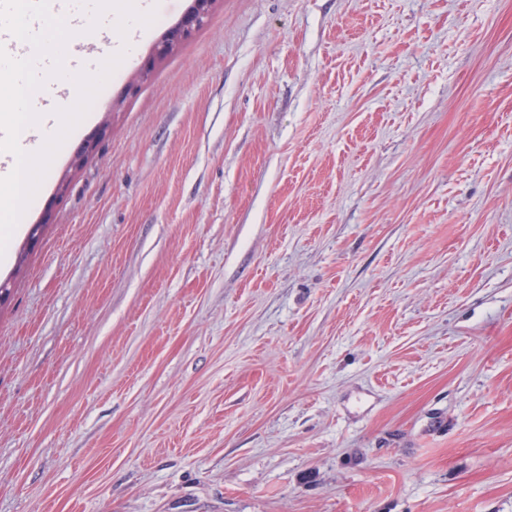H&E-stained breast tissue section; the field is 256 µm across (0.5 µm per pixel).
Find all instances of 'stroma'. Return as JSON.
I'll use <instances>...</instances> for the list:
<instances>
[{
	"label": "stroma",
	"instance_id": "stroma-1",
	"mask_svg": "<svg viewBox=\"0 0 512 512\" xmlns=\"http://www.w3.org/2000/svg\"><path fill=\"white\" fill-rule=\"evenodd\" d=\"M147 2L0 264V512H512V0H214L141 83Z\"/></svg>",
	"mask_w": 512,
	"mask_h": 512
}]
</instances>
